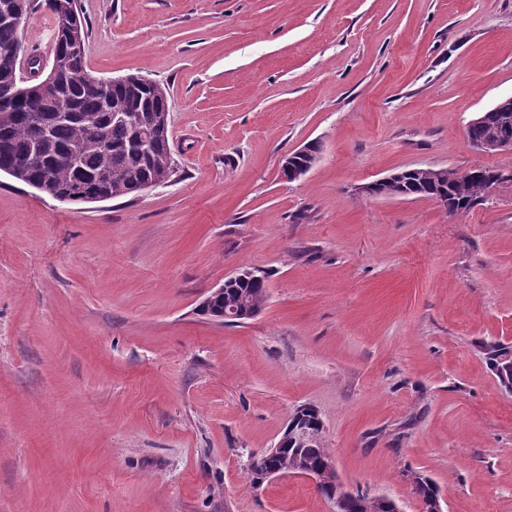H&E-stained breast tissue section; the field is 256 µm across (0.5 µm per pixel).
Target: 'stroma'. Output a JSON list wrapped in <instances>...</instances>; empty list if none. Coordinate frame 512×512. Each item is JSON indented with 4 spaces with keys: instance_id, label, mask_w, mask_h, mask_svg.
<instances>
[{
    "instance_id": "35a3bbf8",
    "label": "stroma",
    "mask_w": 512,
    "mask_h": 512,
    "mask_svg": "<svg viewBox=\"0 0 512 512\" xmlns=\"http://www.w3.org/2000/svg\"><path fill=\"white\" fill-rule=\"evenodd\" d=\"M102 80L166 87L176 173L60 203L0 173V512H332L248 459L314 407L345 487L512 512V153L469 122L512 96V0H79ZM54 17L19 37L50 57ZM319 146L309 172L281 163ZM508 174L450 217L362 186ZM266 271L252 319L196 312Z\"/></svg>"
}]
</instances>
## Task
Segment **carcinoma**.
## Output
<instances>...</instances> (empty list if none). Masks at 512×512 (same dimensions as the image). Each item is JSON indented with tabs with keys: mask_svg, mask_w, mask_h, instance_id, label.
<instances>
[{
	"mask_svg": "<svg viewBox=\"0 0 512 512\" xmlns=\"http://www.w3.org/2000/svg\"><path fill=\"white\" fill-rule=\"evenodd\" d=\"M89 73L85 56L74 59L72 69L65 77V89L53 107H36L24 99L15 98L7 107L0 106V166L15 165L27 183L43 185L50 198L70 194L82 188L87 198H94L101 190L118 199L141 191V185L156 179L164 170L173 167L168 134H152L149 152L134 146L137 130L151 115L168 110L166 88L140 76L130 83L115 85L108 91H99L84 83ZM120 107L124 118L112 117ZM74 113L69 120L56 119V111ZM38 112L48 125V134L36 139L32 114ZM491 176L488 168H479L455 189L456 207L465 212L481 203L486 183ZM417 197L426 198L438 190L425 171L406 176ZM264 285L238 281L224 290V297L216 300L212 309H220L243 298L258 302ZM491 370L500 366L499 358L512 354V347L494 343L483 347ZM331 455L325 441L310 448L285 454L276 465L288 471L315 469Z\"/></svg>",
	"mask_w": 512,
	"mask_h": 512,
	"instance_id": "carcinoma-1",
	"label": "carcinoma"
}]
</instances>
